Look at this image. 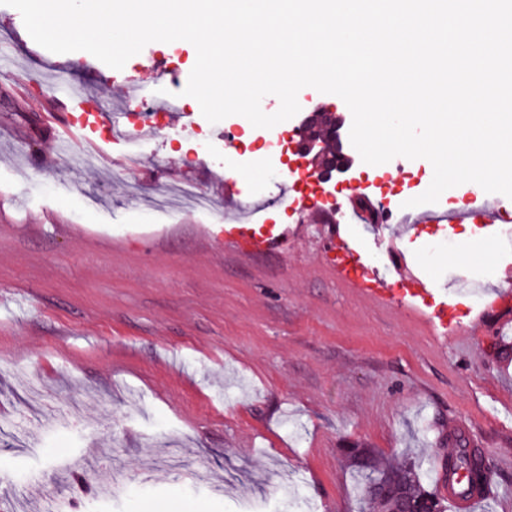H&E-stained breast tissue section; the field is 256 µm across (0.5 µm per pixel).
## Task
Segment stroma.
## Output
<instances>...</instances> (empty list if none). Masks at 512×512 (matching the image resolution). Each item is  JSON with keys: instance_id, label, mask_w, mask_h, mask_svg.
I'll list each match as a JSON object with an SVG mask.
<instances>
[{"instance_id": "1", "label": "stroma", "mask_w": 512, "mask_h": 512, "mask_svg": "<svg viewBox=\"0 0 512 512\" xmlns=\"http://www.w3.org/2000/svg\"><path fill=\"white\" fill-rule=\"evenodd\" d=\"M194 48L147 44L122 69L38 45L0 5V512H362L345 456L410 458L425 486L458 444L482 449L492 493L476 512H512V371L497 328L512 323L503 224H375L355 194L369 164L337 176L325 212L274 197L286 167L232 115L210 123L183 96ZM108 131L128 87L180 94L181 111L136 119L135 145L57 154L55 79ZM235 139L224 140V126ZM248 152L237 184L224 158ZM400 213L433 179L428 160L385 163ZM199 187L266 202L274 243L238 252L232 223L159 200ZM353 248L364 287L337 271ZM486 285L483 298L456 280ZM421 296L410 297L416 286ZM455 318L444 326L438 304ZM43 386L30 393L26 374Z\"/></svg>"}]
</instances>
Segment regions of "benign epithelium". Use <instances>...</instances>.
Masks as SVG:
<instances>
[{"mask_svg": "<svg viewBox=\"0 0 512 512\" xmlns=\"http://www.w3.org/2000/svg\"><path fill=\"white\" fill-rule=\"evenodd\" d=\"M345 120L342 115L319 108L305 113L293 141L292 154L301 168L321 183H328L336 174L347 173L354 164L345 149Z\"/></svg>", "mask_w": 512, "mask_h": 512, "instance_id": "benign-epithelium-1", "label": "benign epithelium"}]
</instances>
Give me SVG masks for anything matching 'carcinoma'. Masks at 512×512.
Segmentation results:
<instances>
[{
  "label": "carcinoma",
  "mask_w": 512,
  "mask_h": 512,
  "mask_svg": "<svg viewBox=\"0 0 512 512\" xmlns=\"http://www.w3.org/2000/svg\"><path fill=\"white\" fill-rule=\"evenodd\" d=\"M349 463L358 477V488L374 512H383L382 504L368 492L369 484L376 481L404 484L408 488L405 507L409 512H444V500L438 490L423 485L415 466L409 462H393L377 455L369 448L349 451ZM450 471H463L467 483L462 489L478 488L485 484L488 466L478 449L458 447L444 460Z\"/></svg>",
  "instance_id": "obj_1"
}]
</instances>
